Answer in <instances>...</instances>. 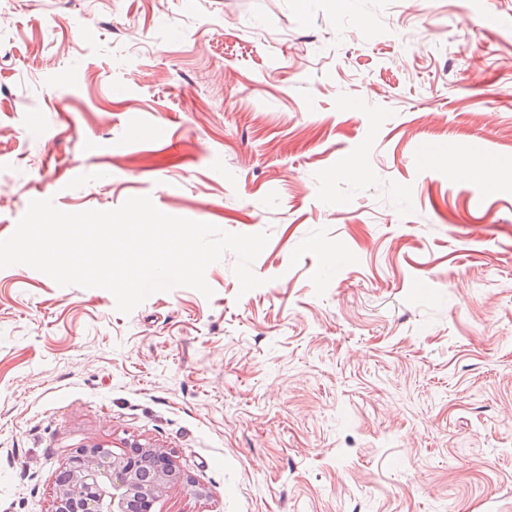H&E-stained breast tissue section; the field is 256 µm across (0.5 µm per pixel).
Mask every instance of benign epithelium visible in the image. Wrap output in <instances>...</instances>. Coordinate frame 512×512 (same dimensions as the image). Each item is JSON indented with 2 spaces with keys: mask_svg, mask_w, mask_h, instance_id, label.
<instances>
[{
  "mask_svg": "<svg viewBox=\"0 0 512 512\" xmlns=\"http://www.w3.org/2000/svg\"><path fill=\"white\" fill-rule=\"evenodd\" d=\"M181 474L170 453L133 440L115 453L77 448L62 469L52 512H154Z\"/></svg>",
  "mask_w": 512,
  "mask_h": 512,
  "instance_id": "benign-epithelium-1",
  "label": "benign epithelium"
}]
</instances>
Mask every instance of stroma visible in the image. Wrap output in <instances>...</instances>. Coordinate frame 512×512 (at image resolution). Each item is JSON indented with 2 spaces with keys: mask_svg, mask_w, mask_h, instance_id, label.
Masks as SVG:
<instances>
[{
  "mask_svg": "<svg viewBox=\"0 0 512 512\" xmlns=\"http://www.w3.org/2000/svg\"><path fill=\"white\" fill-rule=\"evenodd\" d=\"M144 195L264 283L0 269V512L132 440L156 512H512V0H0V239Z\"/></svg>",
  "mask_w": 512,
  "mask_h": 512,
  "instance_id": "35a3bbf8",
  "label": "stroma"
}]
</instances>
